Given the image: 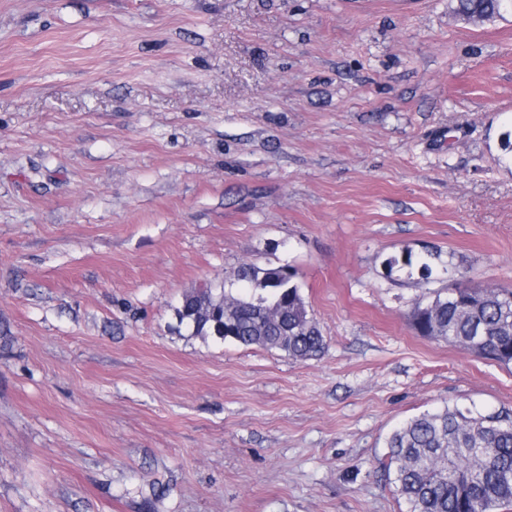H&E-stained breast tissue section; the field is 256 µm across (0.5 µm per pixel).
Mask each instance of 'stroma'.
I'll return each mask as SVG.
<instances>
[{
  "label": "stroma",
  "mask_w": 512,
  "mask_h": 512,
  "mask_svg": "<svg viewBox=\"0 0 512 512\" xmlns=\"http://www.w3.org/2000/svg\"><path fill=\"white\" fill-rule=\"evenodd\" d=\"M509 124L512 18L453 0H0V512H407L395 426L512 410L412 322L512 288ZM245 263L297 270L321 356L178 326ZM505 1L512 0H456L455 13L464 21L470 22L474 18L487 20H506L512 17L511 10L506 9ZM440 259L437 252L413 254L406 250L388 255L382 262L387 277L396 272L404 273L409 279L422 288L431 282L434 273V260Z\"/></svg>",
  "instance_id": "obj_1"
}]
</instances>
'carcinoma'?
Instances as JSON below:
<instances>
[{"label":"carcinoma","instance_id":"carcinoma-1","mask_svg":"<svg viewBox=\"0 0 512 512\" xmlns=\"http://www.w3.org/2000/svg\"><path fill=\"white\" fill-rule=\"evenodd\" d=\"M469 22L512 17L505 0H456ZM499 160L512 163V126L499 136ZM440 254L410 250L387 256L386 276L405 274L422 287L431 282ZM297 271L241 265L229 285L206 284L182 296L178 324L192 335L279 350L294 359L319 356L324 336L309 314ZM416 305L420 335L459 345L470 353L512 365V289L458 287ZM394 483L408 512H500L512 506V414L458 407L424 412L389 435Z\"/></svg>","mask_w":512,"mask_h":512}]
</instances>
